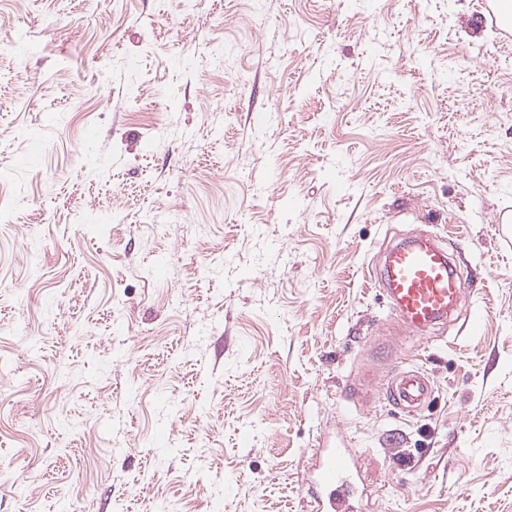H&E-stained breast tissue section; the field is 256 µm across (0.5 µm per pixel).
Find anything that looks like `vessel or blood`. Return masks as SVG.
Instances as JSON below:
<instances>
[{
	"label": "vessel or blood",
	"instance_id": "obj_1",
	"mask_svg": "<svg viewBox=\"0 0 512 512\" xmlns=\"http://www.w3.org/2000/svg\"><path fill=\"white\" fill-rule=\"evenodd\" d=\"M377 281L391 318L412 334L445 328L466 294L448 252L436 239L423 235L388 247ZM384 390L393 405L409 413L423 407L432 395L429 375L413 367L395 369ZM313 455V469L302 487L310 512H358L363 491L352 449L330 440Z\"/></svg>",
	"mask_w": 512,
	"mask_h": 512
}]
</instances>
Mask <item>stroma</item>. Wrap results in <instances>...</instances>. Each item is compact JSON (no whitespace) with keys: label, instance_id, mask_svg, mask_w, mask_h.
Returning a JSON list of instances; mask_svg holds the SVG:
<instances>
[{"label":"stroma","instance_id":"obj_1","mask_svg":"<svg viewBox=\"0 0 512 512\" xmlns=\"http://www.w3.org/2000/svg\"><path fill=\"white\" fill-rule=\"evenodd\" d=\"M483 0H0V512H512V39ZM466 310L382 343L369 272ZM483 309L478 333L469 311ZM424 367L409 416L354 395ZM392 319L411 334L444 329L463 302L465 282L448 252L429 236L409 237L384 252L373 275ZM314 448L313 469L302 486L310 512H359L360 487L355 454L343 441H326Z\"/></svg>","mask_w":512,"mask_h":512}]
</instances>
